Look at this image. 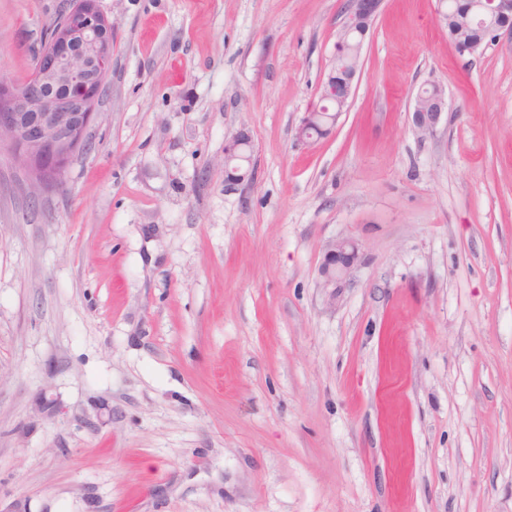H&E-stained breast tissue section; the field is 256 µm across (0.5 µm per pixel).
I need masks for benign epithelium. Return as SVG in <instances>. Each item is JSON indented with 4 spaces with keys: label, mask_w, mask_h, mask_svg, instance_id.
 Here are the masks:
<instances>
[{
    "label": "benign epithelium",
    "mask_w": 512,
    "mask_h": 512,
    "mask_svg": "<svg viewBox=\"0 0 512 512\" xmlns=\"http://www.w3.org/2000/svg\"><path fill=\"white\" fill-rule=\"evenodd\" d=\"M383 0H347L346 20L336 46L341 56L355 35L367 36ZM466 14L486 17L483 38L456 45V53L474 56L503 34H512V0H468ZM114 25L99 0H73L72 6L47 27L34 56L31 76L13 84L0 79V148H9L28 171L34 186L43 190L64 186L69 162L87 145V131L112 70ZM358 69L333 63L320 89V98L337 106L334 112H309L297 131L303 143L324 137L350 98ZM448 100L441 86L432 84L417 94L412 127L432 133ZM249 134L240 132L226 144V186L233 189L249 177ZM360 261V248L351 239L327 245L320 266L329 300L338 298L351 271Z\"/></svg>",
    "instance_id": "benign-epithelium-1"
}]
</instances>
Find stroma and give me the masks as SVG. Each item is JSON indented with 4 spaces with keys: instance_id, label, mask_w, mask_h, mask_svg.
Listing matches in <instances>:
<instances>
[{
    "instance_id": "stroma-1",
    "label": "stroma",
    "mask_w": 512,
    "mask_h": 512,
    "mask_svg": "<svg viewBox=\"0 0 512 512\" xmlns=\"http://www.w3.org/2000/svg\"><path fill=\"white\" fill-rule=\"evenodd\" d=\"M345 4L100 0L112 72L65 189L0 150V505L512 512V36L462 57L437 0H383L305 144ZM69 5L0 0V77ZM445 112H448L445 92L441 86L431 84L415 98L410 113L412 127L421 135L430 134L436 129ZM251 138L243 132L234 135L226 144L225 165L227 167L226 186L234 189L249 177ZM360 261V248L351 239L333 241L327 245L320 266V276L324 288H333L328 297L331 302H336L339 291L349 277L351 271Z\"/></svg>"
}]
</instances>
